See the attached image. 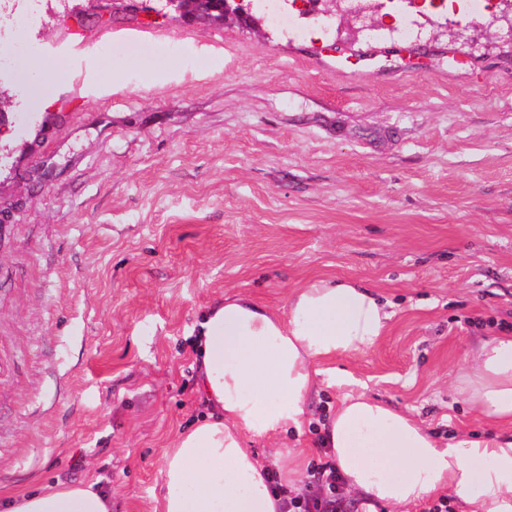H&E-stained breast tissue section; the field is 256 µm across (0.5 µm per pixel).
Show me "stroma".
Listing matches in <instances>:
<instances>
[{"label": "stroma", "instance_id": "1", "mask_svg": "<svg viewBox=\"0 0 512 512\" xmlns=\"http://www.w3.org/2000/svg\"><path fill=\"white\" fill-rule=\"evenodd\" d=\"M163 3L43 0L0 42V494L92 483L152 512L164 450L207 411L203 311L240 291L280 309L314 277L390 315L333 368L441 437L483 432L451 381L512 333V12L292 0L291 37ZM338 396L308 405L307 467Z\"/></svg>", "mask_w": 512, "mask_h": 512}]
</instances>
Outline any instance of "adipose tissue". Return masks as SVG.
Instances as JSON below:
<instances>
[{"mask_svg": "<svg viewBox=\"0 0 512 512\" xmlns=\"http://www.w3.org/2000/svg\"><path fill=\"white\" fill-rule=\"evenodd\" d=\"M387 319L378 296L349 278L311 280L280 310L245 293L216 301L196 343L197 390L210 411L165 449L153 512H284L271 468L287 459L283 478L295 484L303 451L288 436L325 387L342 392L321 432L348 494L393 512L441 493L460 512H512V335L481 340L453 378L458 400L500 434L463 428L443 442L416 414L354 390L351 375L328 366L376 345ZM0 512H112V500L73 483L15 494Z\"/></svg>", "mask_w": 512, "mask_h": 512, "instance_id": "adipose-tissue-1", "label": "adipose tissue"}]
</instances>
